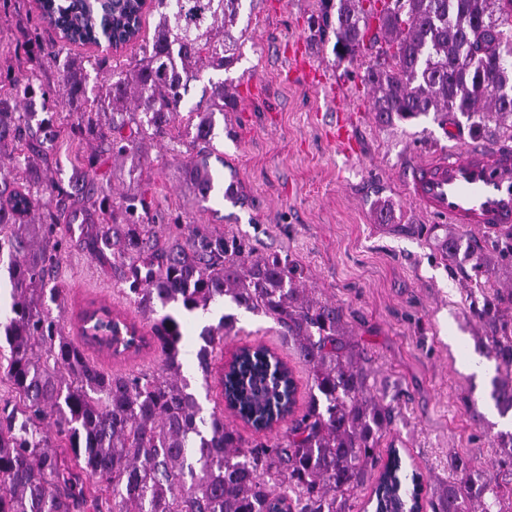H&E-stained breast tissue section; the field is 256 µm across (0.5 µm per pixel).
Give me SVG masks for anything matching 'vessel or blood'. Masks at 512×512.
Segmentation results:
<instances>
[{
    "mask_svg": "<svg viewBox=\"0 0 512 512\" xmlns=\"http://www.w3.org/2000/svg\"><path fill=\"white\" fill-rule=\"evenodd\" d=\"M403 184L426 214L487 236L512 230V146L476 139L428 154Z\"/></svg>",
    "mask_w": 512,
    "mask_h": 512,
    "instance_id": "obj_1",
    "label": "vessel or blood"
}]
</instances>
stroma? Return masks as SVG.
Instances as JSON below:
<instances>
[{"label": "stroma", "mask_w": 512, "mask_h": 512, "mask_svg": "<svg viewBox=\"0 0 512 512\" xmlns=\"http://www.w3.org/2000/svg\"><path fill=\"white\" fill-rule=\"evenodd\" d=\"M319 7L320 0H244L236 25L243 33L239 59L224 73L237 106L225 113L214 139L221 160L213 168L234 189V202L217 194L205 207L192 206L163 139L151 142L142 181L150 186L158 217L183 213L191 223L244 240L256 252L287 258L303 269V285L314 297L343 307L350 336L367 351L379 394L399 410L385 441L424 478L447 481L448 458L456 454L474 457L507 482L512 475L495 464L501 426L490 398L491 375L473 368L475 339L485 327L472 315V261L441 258L434 239L445 234L446 224L409 200L400 178L407 162L427 151L477 137L500 141L499 124L490 119L475 132L457 112L381 121L363 80L375 51L344 58L334 50V35L314 36L309 20ZM38 16L36 0L0 5L1 72L20 67L25 26ZM155 24V15L144 13L138 41L118 52L103 56L93 46L76 44L68 54L125 65L138 57L140 42L152 39ZM293 51L321 68L320 85L285 78ZM341 106L351 114L359 145L351 158L330 136ZM90 150L82 136L57 125L48 142L51 175L68 182ZM378 199L392 203L389 223L377 217ZM66 234L69 244L55 272L63 293L52 309L65 333L76 335V316L102 299L137 318L122 283L112 276L111 258L90 256L78 227ZM461 235L492 256L488 286L512 288V259L501 256L499 244L467 228ZM215 311L238 318L240 333L226 339L225 355L246 344H265L293 367L296 401L305 404L309 372L276 326L229 303Z\"/></svg>", "instance_id": "1"}]
</instances>
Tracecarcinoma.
<instances>
[{
    "label": "carcinoma",
    "instance_id": "1",
    "mask_svg": "<svg viewBox=\"0 0 512 512\" xmlns=\"http://www.w3.org/2000/svg\"><path fill=\"white\" fill-rule=\"evenodd\" d=\"M242 0H151L159 15L139 58L112 70L94 86L68 45L95 40L107 24L118 38L140 31L139 0H110L100 13L87 0H44L40 17L61 21V41L46 44L40 24L28 33L29 54L54 66L51 86L21 71L0 82V262L8 260L9 306L0 310V382L15 393L11 411L0 410V512H350V497L372 476L376 512H418L417 488L400 493L402 457L377 449L397 417L396 407L373 393L364 349L350 340L343 308L308 295L303 272L278 257H263L243 242L183 223L177 215L161 236L149 189L120 200L99 179L101 157L129 181H142L147 142L169 140L183 156L179 173L193 204L208 202L217 177L211 143L234 98L224 79H209L207 97L188 111L186 144L172 129L185 111L190 83L204 70L222 72L235 60L232 32ZM388 42L385 58L369 66L364 81L373 110L391 122L431 112H458L480 130L490 107L512 118V0H320L311 20L315 35L331 30L352 58L377 41L370 20ZM40 104L45 117L32 107ZM68 108L71 127L93 144L87 163L68 185L48 176L44 142L55 116ZM20 169L19 183L12 170ZM79 225L95 257L112 255V273L128 285L161 371H107L92 363L88 338L66 335L46 301L62 288L49 285L67 240L57 213ZM441 258L457 261L462 241L447 233L437 241ZM474 302L487 326L476 350L494 362L490 398L501 416L512 415V316L502 305L512 293H486ZM229 299L271 319L294 345L311 375L308 400L296 412L288 366L263 346H244L221 374L227 405L255 430L272 426L267 396L254 383L271 374L273 400L290 421L281 437L246 440L224 414L202 416L182 374L180 320L159 313L169 305L188 313L211 311ZM88 331L115 350L138 342L136 324L91 316ZM223 315L200 335L197 369L212 373L215 349L236 328ZM448 483L433 489V512H506L498 478L453 457Z\"/></svg>",
    "mask_w": 512,
    "mask_h": 512
}]
</instances>
